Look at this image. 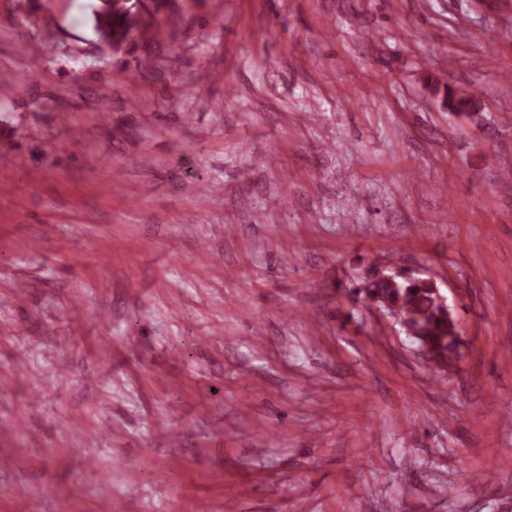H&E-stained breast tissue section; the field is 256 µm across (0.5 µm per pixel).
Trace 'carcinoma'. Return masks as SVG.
Returning <instances> with one entry per match:
<instances>
[{"instance_id": "cac0c4a2", "label": "carcinoma", "mask_w": 512, "mask_h": 512, "mask_svg": "<svg viewBox=\"0 0 512 512\" xmlns=\"http://www.w3.org/2000/svg\"><path fill=\"white\" fill-rule=\"evenodd\" d=\"M165 3L166 0H98L92 11L97 40L118 55H128L138 44L156 40L148 33L161 29L159 14ZM364 279L368 281L367 292L379 300L381 307L415 329L418 344L428 347L436 359L452 361L456 343L452 324L430 283L403 271L387 280L371 270Z\"/></svg>"}]
</instances>
